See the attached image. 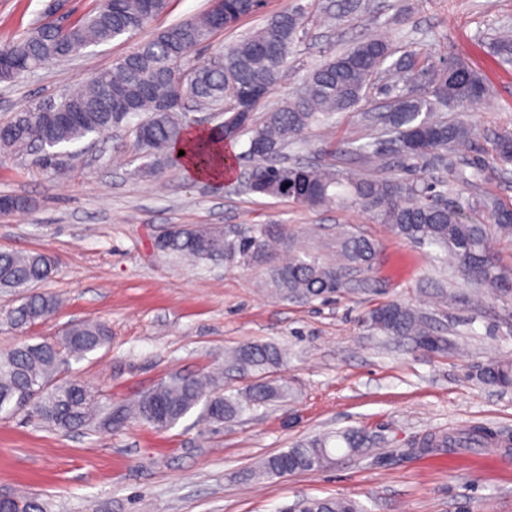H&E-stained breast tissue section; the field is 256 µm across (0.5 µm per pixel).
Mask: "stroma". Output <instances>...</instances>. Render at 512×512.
I'll list each match as a JSON object with an SVG mask.
<instances>
[{"mask_svg": "<svg viewBox=\"0 0 512 512\" xmlns=\"http://www.w3.org/2000/svg\"><path fill=\"white\" fill-rule=\"evenodd\" d=\"M95 5L0 0V44L43 21L75 22ZM210 5L170 0L165 13L133 35L0 83V123L89 81L160 29ZM370 8L377 18L371 26L359 11L331 27L310 25L272 101L289 98L324 55L369 34L396 49L414 43L434 60L464 57L486 75L491 99L471 114V145L458 157L462 167L482 162L483 180L454 191L463 200L489 191L512 207V170L500 171L492 159L495 135L512 130V68L493 64L478 44L512 29V0H370ZM370 131L365 108H358L331 127L312 129L296 157L348 168L329 146ZM243 149L234 145L235 173L224 181L190 176L180 163L155 177L138 175L140 148L122 126L61 174L0 153V195L30 203L0 214V252L48 256L54 272L38 289L63 299L31 328L0 321V351L55 337L77 321H100L112 332L110 348L70 371L118 405L171 374L222 368L241 344L274 343L288 352L276 375L293 390L286 405L221 425L187 418L159 430L131 419L109 431L60 433L22 414L0 418V495H38L48 512H282L304 498L330 497L355 498L367 512H512V456L504 449L410 451L428 432L472 425L512 437V391L474 377L478 367L512 356V297L465 287L454 264L435 267L429 248L399 239L358 209L313 210L244 192ZM171 224H285L296 248L324 261L335 259L337 236L352 228L374 239L380 253L370 272L351 275L341 296L285 301L267 290L264 268L189 265L158 252L154 240ZM443 290L444 307L434 301ZM389 301L431 313L455 349L441 355L377 335L365 318ZM349 427L376 435L370 455L337 453L314 473L252 474L263 458L297 441Z\"/></svg>", "mask_w": 512, "mask_h": 512, "instance_id": "35a3bbf8", "label": "stroma"}]
</instances>
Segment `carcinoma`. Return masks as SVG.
Listing matches in <instances>:
<instances>
[{
	"instance_id": "carcinoma-1",
	"label": "carcinoma",
	"mask_w": 512,
	"mask_h": 512,
	"mask_svg": "<svg viewBox=\"0 0 512 512\" xmlns=\"http://www.w3.org/2000/svg\"><path fill=\"white\" fill-rule=\"evenodd\" d=\"M167 4L168 0H98L95 9L75 24H40L0 46V82L11 83L50 60H66L91 45L134 34L164 12ZM223 6L224 28L229 29L255 14L261 4L223 0ZM316 16L333 23L341 11L322 6V0H311L308 8L280 10L239 42L203 58L192 57V52L218 31L215 14L209 10L184 18L91 81L61 95L55 111L16 113L0 125V152L27 155L39 146L46 154L43 168L52 170L54 156L68 161L82 141L138 117L146 140L140 144L143 156L137 172L154 176L162 166L177 161L174 148L186 140V113L192 107L224 112L227 117L213 128L212 141H197L193 152L210 164L217 146L246 138L244 155L254 162L245 181L247 192L289 198L312 209L355 206L390 226L398 238L439 248L475 285L509 292L512 275L499 265L495 244L512 237V223L502 219L512 209L487 193L462 203L449 197L448 182L408 174L412 162L435 156L457 181L470 185L481 180L482 164H472L467 174L455 162L459 148L471 141V126L450 122L437 111L449 107L471 112L486 105L490 88L482 73L463 57L436 64L410 46L398 51L385 39L370 35L310 69L288 101L269 103L288 70L289 57ZM489 52L500 64H511L512 34L505 31L492 37ZM373 93L388 98L375 117L388 139L342 141L336 153L381 168L387 167V156L392 155L399 160L398 169L379 177H357L332 164L286 160L288 148L299 144L306 131L369 101ZM493 152L502 167L512 165L511 130L495 136ZM336 246L341 261L329 263L296 252L286 224H255L244 236L218 225H183L178 234L163 238L162 252L200 262L221 251L224 262L232 266L265 267L266 285L281 299L314 301L344 292L350 271L367 272L376 264L378 244L364 234L344 231ZM51 273V261L43 254L0 253V288H30ZM59 305L52 294H26L6 312L5 320L15 328L32 325L52 316ZM366 322L383 336L410 338L436 353L446 354L453 347L409 304L381 305ZM110 343L111 333L103 323L78 321L51 340L0 351V415L23 411L28 419L64 432L110 430L130 418L162 430L196 408L199 420L220 424L247 410L286 403L291 394L287 382L273 377L287 362L286 352L275 344L246 343L230 355L232 366L255 374L243 391L224 390V372L219 370L176 375L158 382L133 404L114 408L101 390L64 370L70 360L106 349ZM476 379L507 388L512 384V360L481 366ZM497 436L476 426L453 434L430 432L413 451L425 455L480 448ZM372 443L361 428L314 435L266 457L252 475L313 473L333 453L361 456ZM0 512H46V505L26 494L17 504L0 503ZM289 512H366V508L350 497L311 498L295 503Z\"/></svg>"
}]
</instances>
